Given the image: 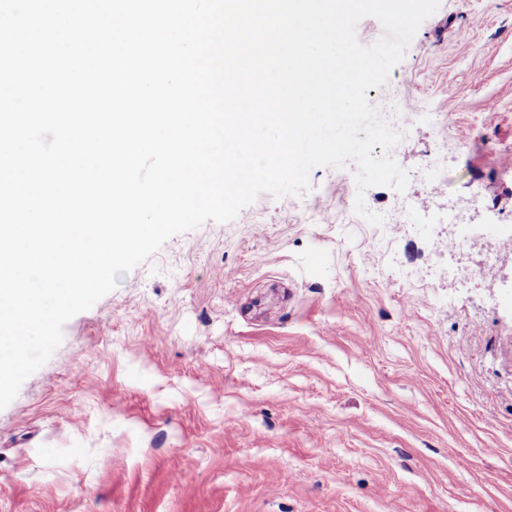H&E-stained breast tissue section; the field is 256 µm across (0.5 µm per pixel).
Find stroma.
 <instances>
[{"mask_svg":"<svg viewBox=\"0 0 512 512\" xmlns=\"http://www.w3.org/2000/svg\"><path fill=\"white\" fill-rule=\"evenodd\" d=\"M380 111L391 154L501 243L512 218V0H441ZM354 163L174 236L70 319L0 409V512H512V254L452 281Z\"/></svg>","mask_w":512,"mask_h":512,"instance_id":"obj_1","label":"stroma"}]
</instances>
